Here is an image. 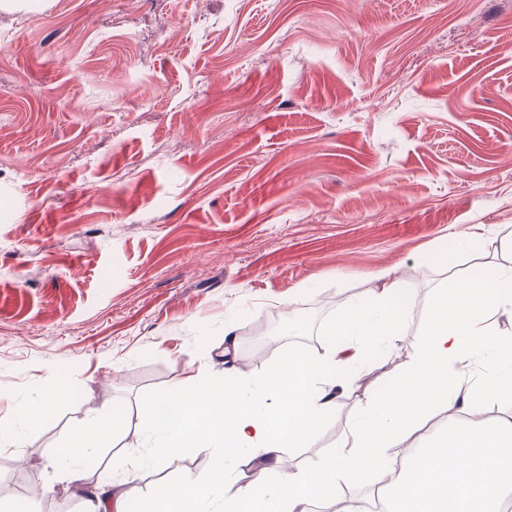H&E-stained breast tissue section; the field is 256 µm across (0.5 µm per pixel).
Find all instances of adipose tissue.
<instances>
[{"label": "adipose tissue", "instance_id": "ef3b65f1", "mask_svg": "<svg viewBox=\"0 0 512 512\" xmlns=\"http://www.w3.org/2000/svg\"><path fill=\"white\" fill-rule=\"evenodd\" d=\"M412 305L410 289L398 279L385 280L326 327V335L343 342L322 356L291 352L253 384L228 373L217 387L148 397L141 412L151 458L220 449L228 461L261 456L269 464L230 501L222 479L185 474L180 484L154 493L145 512H198L199 505L219 499L224 512H300L320 499L333 501L336 512H354L336 494L340 475H383L395 462L401 468L389 485L388 512H506L512 501V420L491 424L479 411L512 385V337L495 326L512 315V268L469 267L439 289L423 342L399 383L367 399L318 469L285 466L284 448L305 446L336 408L328 371L354 360L364 344H391L403 329L394 309ZM453 404L466 410V418L439 423L440 407ZM429 424L436 430L423 446L405 447L408 437ZM124 426L121 419L89 415L57 451L63 478H78L70 458Z\"/></svg>", "mask_w": 512, "mask_h": 512}]
</instances>
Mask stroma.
<instances>
[{
  "label": "stroma",
  "mask_w": 512,
  "mask_h": 512,
  "mask_svg": "<svg viewBox=\"0 0 512 512\" xmlns=\"http://www.w3.org/2000/svg\"><path fill=\"white\" fill-rule=\"evenodd\" d=\"M135 41H127V29ZM460 265H512V0H34L0 10V504L146 500L216 456L141 461V402L261 378L393 272L404 330L349 370L308 447L422 340ZM306 320L304 334L281 330ZM52 421L27 418L46 387ZM130 417L77 487L54 461L92 412ZM113 483L102 486L95 499L88 502L87 512H124L125 492L112 491Z\"/></svg>",
  "instance_id": "stroma-1"
}]
</instances>
